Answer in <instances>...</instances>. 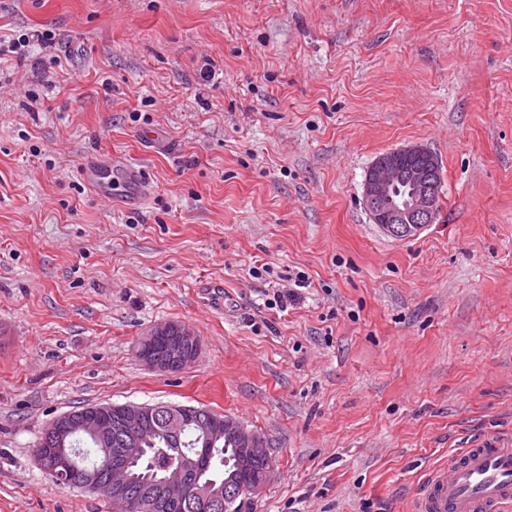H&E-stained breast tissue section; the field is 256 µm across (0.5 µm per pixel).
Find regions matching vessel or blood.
<instances>
[{
  "instance_id": "1",
  "label": "vessel or blood",
  "mask_w": 512,
  "mask_h": 512,
  "mask_svg": "<svg viewBox=\"0 0 512 512\" xmlns=\"http://www.w3.org/2000/svg\"><path fill=\"white\" fill-rule=\"evenodd\" d=\"M80 174L99 195L147 199L142 169L130 160L90 155ZM413 512H512V436L479 435L432 469L418 488Z\"/></svg>"
}]
</instances>
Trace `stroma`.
<instances>
[{
	"label": "stroma",
	"instance_id": "1",
	"mask_svg": "<svg viewBox=\"0 0 512 512\" xmlns=\"http://www.w3.org/2000/svg\"><path fill=\"white\" fill-rule=\"evenodd\" d=\"M44 29L0 61V512H113L34 455L89 405L260 433L252 512H406L512 435V0H0V34ZM413 144L442 208L397 239L363 183ZM90 153L147 202L95 193ZM168 322L201 342L176 373L136 354ZM80 174L98 195L115 196L117 193L129 202L142 203L147 200L146 185L142 169L128 159L112 156V162L90 155L80 163Z\"/></svg>",
	"mask_w": 512,
	"mask_h": 512
}]
</instances>
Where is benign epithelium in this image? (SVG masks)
Listing matches in <instances>:
<instances>
[{
  "label": "benign epithelium",
  "instance_id": "obj_1",
  "mask_svg": "<svg viewBox=\"0 0 512 512\" xmlns=\"http://www.w3.org/2000/svg\"><path fill=\"white\" fill-rule=\"evenodd\" d=\"M425 147L411 145L377 157L370 165L363 186L366 210L387 234L400 233L398 225L414 224L422 228L435 223L438 200L441 195V165L432 158L429 163L414 169H403L393 161V155L419 154ZM200 341L194 331L182 324L169 322L151 329L142 340L138 357L149 367L163 372H178L196 361ZM165 424L168 434L178 438L189 426L204 429L210 436L231 435L240 444L239 468L251 460L263 462L259 473L246 479L224 485V490L207 485L199 486L201 472L209 460L205 448L163 467L153 491L142 497L141 506L148 512H179L190 498L206 510L213 506L249 505L258 500L273 471L274 460L265 438L247 428L240 421L212 411L181 407L165 420H160V409L152 404H124L121 406H92L77 411V415L63 414L51 421L42 431L35 450L39 464L58 484L72 486L70 457L53 447V442L64 428H79L102 445L112 446V457L103 472L89 470L84 474L83 486L95 492L112 487L127 489L128 474L139 449L133 444L158 424Z\"/></svg>",
  "mask_w": 512,
  "mask_h": 512
}]
</instances>
